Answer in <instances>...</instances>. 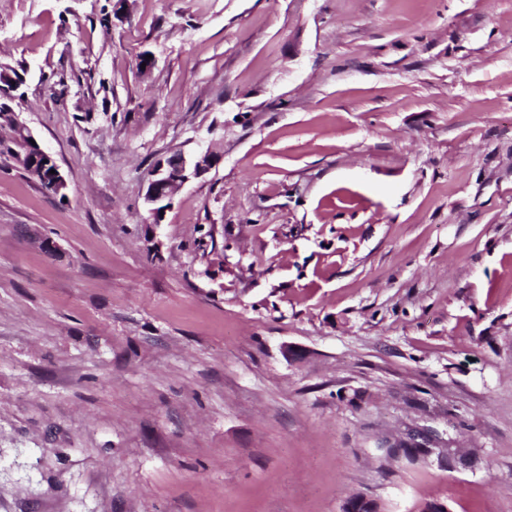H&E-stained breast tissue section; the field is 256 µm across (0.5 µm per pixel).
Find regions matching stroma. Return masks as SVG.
<instances>
[{
    "label": "stroma",
    "mask_w": 512,
    "mask_h": 512,
    "mask_svg": "<svg viewBox=\"0 0 512 512\" xmlns=\"http://www.w3.org/2000/svg\"><path fill=\"white\" fill-rule=\"evenodd\" d=\"M1 63L68 188L0 153V512H512V0H0ZM215 163L216 159L208 153L193 159L174 153L158 161L149 174L144 198L152 220L150 223L161 224L166 211L171 208L176 189L191 179L203 176Z\"/></svg>",
    "instance_id": "1"
}]
</instances>
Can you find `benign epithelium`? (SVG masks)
I'll list each match as a JSON object with an SVG mask.
<instances>
[{"label":"benign epithelium","mask_w":512,"mask_h":512,"mask_svg":"<svg viewBox=\"0 0 512 512\" xmlns=\"http://www.w3.org/2000/svg\"><path fill=\"white\" fill-rule=\"evenodd\" d=\"M5 112L11 117V124L21 133L17 141L23 145L24 151H15L19 163L35 171V176L47 190L55 195L65 196L67 182L55 158L41 148L39 152L43 161L37 163L40 156L30 153L33 147L30 139L34 138L31 130L18 120L13 110L7 108ZM215 163L216 159L208 153L193 159H188L181 153H174L158 161L149 174L145 193V203L152 223H161L166 211L171 208L176 189L194 178L203 176Z\"/></svg>","instance_id":"benign-epithelium-1"}]
</instances>
